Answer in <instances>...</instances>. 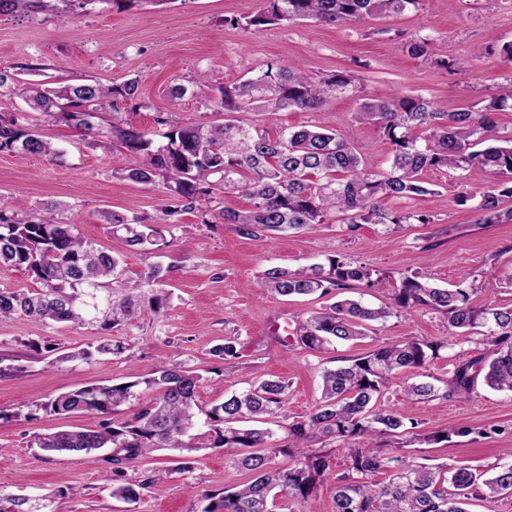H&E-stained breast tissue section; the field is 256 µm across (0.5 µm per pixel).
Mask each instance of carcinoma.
Returning <instances> with one entry per match:
<instances>
[{
	"label": "carcinoma",
	"mask_w": 512,
	"mask_h": 512,
	"mask_svg": "<svg viewBox=\"0 0 512 512\" xmlns=\"http://www.w3.org/2000/svg\"><path fill=\"white\" fill-rule=\"evenodd\" d=\"M48 0H0V14L20 6L42 10ZM262 11L236 20L245 29L284 22L310 21L337 25L400 14L419 0H267ZM12 85L13 95L50 119L62 120L83 135L107 136L124 149L128 166L121 176L141 185L161 186L182 211H199L203 223L212 216L234 224L240 235L264 241L273 232L299 231L330 220L350 232L362 224L431 223L430 216L407 212L392 216L381 209L383 199H415L435 193L425 179L429 170L468 172L479 198V224L512 223V209L501 202L512 198V137L498 135L495 115L512 111V83L492 95L477 112H443L433 101L406 94L387 100H362L357 119L376 125L392 146L390 169L372 170L341 133L314 126L288 127L272 136L243 123L241 112H311L336 95L355 89L354 79L337 73L311 77L299 64L268 62L265 68L219 88L220 123L189 124L163 133L124 127L113 121L109 133L99 120L118 113L138 98L139 82L129 79L105 87L96 83L62 84L42 88L16 73L0 70V87ZM16 150L58 159L63 150L36 128H21L0 113V151ZM217 187L236 189L249 200L245 209L203 208ZM112 233L122 234L130 247L144 252L156 245V230L148 219L112 212L105 215ZM24 267L39 287L0 289V318L24 315L45 323L103 327L128 324L136 318L133 292L145 286L162 305L166 274L153 266L143 282L130 285L121 260L81 238L73 224L56 221L51 210L16 220L0 208V268ZM387 276L343 255L325 262L288 270L274 267L259 278L262 293L282 297L326 296L353 288H377ZM477 280L456 288H439L423 272L405 273L393 286L392 305L370 308L345 298L321 312L294 321L296 345L320 351L336 342L368 336L370 324L393 312L431 310L448 323V337L478 333L485 353L454 365L448 381L412 383L404 388L411 403L455 394L467 397L478 379L491 389L512 393V305L474 296ZM448 346L444 341L406 338L378 343L349 364L321 373L322 395L312 411L288 423V447L268 448L274 432L243 426L277 416L288 400V384L262 379L246 390L224 395L207 411L197 402L199 376L178 363H165L145 384L160 390L156 400L137 404L132 417L99 430H58L37 439L49 453L112 449V497L138 501L153 478H129L127 469L160 450L179 452L180 460L164 476L192 468L191 454L202 448H222L226 464L249 475L245 483L224 490L222 512H273L277 494L299 504L309 502L316 486L333 474L331 453L312 450L316 441L336 442L346 450L345 470L336 475L332 512H467L471 499L512 495V465L491 474L446 463L412 461L404 449L381 444L383 438L408 433L420 442L467 437L472 430L448 425L443 431L414 432L418 423L381 409L379 400L392 375L421 369ZM139 382L84 386L51 397L46 403L56 414H108L136 399ZM204 413L208 430L193 433L197 415ZM293 459L275 465L279 454ZM385 475L375 482L372 477ZM49 504L20 495H0V512H48Z\"/></svg>",
	"instance_id": "cac0c4a2"
}]
</instances>
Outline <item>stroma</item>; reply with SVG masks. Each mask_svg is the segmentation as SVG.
<instances>
[{
	"mask_svg": "<svg viewBox=\"0 0 512 512\" xmlns=\"http://www.w3.org/2000/svg\"><path fill=\"white\" fill-rule=\"evenodd\" d=\"M264 0H139L118 11L96 0L73 12L0 15V69L37 66L36 80L116 85L139 82L140 97L119 114L123 123L145 130L216 119L219 86L240 80L271 61L298 62L313 76L347 72L354 91L341 94L313 112H243L239 118L264 127L313 125L336 130L381 173L390 168L391 146L373 125L357 121L361 99L419 94L442 110L478 111L498 87L512 82V63L500 54L512 42V0L487 9L482 0H420L404 14L369 23L315 26L284 23L261 30L228 25L231 17L256 14ZM424 39L428 52L412 57L409 41ZM470 58L467 70L449 72L444 61ZM186 94L171 99V87ZM9 112L23 128L38 126L64 157L0 151V206L22 219L53 206L56 220L76 225L94 247L121 255L128 281H138L151 266L167 272L162 306L142 299L131 324H45L24 316L0 319V494L46 498L52 512H204L219 504L225 488L245 479L224 463V451L194 453L190 471L156 481L142 498H113L106 479L111 469L104 452L50 456L37 447L39 434L66 428L95 430L131 418L124 405L109 414L62 416L47 409L54 394L88 385L137 382L141 399L156 397L148 381L157 367L174 360L200 377L199 404L210 409L225 393L243 390L258 378L288 384V403L273 428L277 445L285 426L309 413L321 395L320 373L344 364L375 344L407 337L447 341L424 371L394 375L381 399L383 408L418 423L423 433L454 423L470 436L419 443L403 434L389 438L412 460L466 466L479 471L512 462V394L477 385L467 398L437 397L404 402L402 388L422 376L447 379L455 362L484 353L479 335L449 338L446 320L432 311L396 312L374 324L369 336L323 352L297 349L291 328L298 316L322 310L333 296L283 299L261 294L257 280L267 268L296 269L343 254L385 272L391 279L428 272L443 288L479 280L485 294L512 304V223L481 224L464 171L430 170L436 192L410 201L382 200L386 211H422L428 224H365L348 232L342 224H316L297 233L260 242L241 237L234 225L203 223L199 212L164 216L170 200L161 187L124 180L122 148L105 149L74 127L29 112L15 102ZM158 219L159 244L148 252L129 250L102 220L104 212ZM122 343L120 355L79 359L80 351L100 341ZM232 342L238 358L214 357L215 347Z\"/></svg>",
	"mask_w": 512,
	"mask_h": 512,
	"instance_id": "obj_1",
	"label": "stroma"
}]
</instances>
